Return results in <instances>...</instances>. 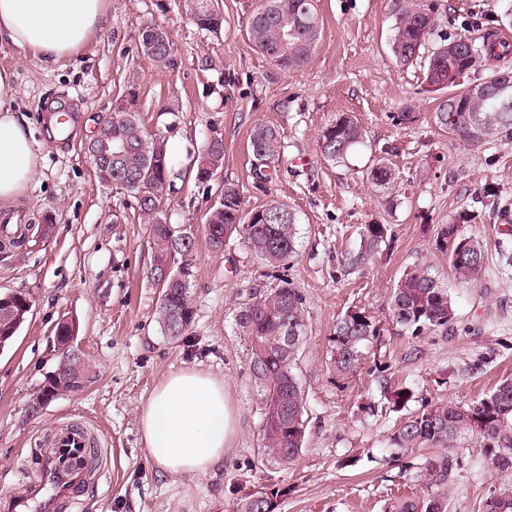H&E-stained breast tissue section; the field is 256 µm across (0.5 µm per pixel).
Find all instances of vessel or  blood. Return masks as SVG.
<instances>
[{
  "instance_id": "obj_1",
  "label": "vessel or blood",
  "mask_w": 512,
  "mask_h": 512,
  "mask_svg": "<svg viewBox=\"0 0 512 512\" xmlns=\"http://www.w3.org/2000/svg\"><path fill=\"white\" fill-rule=\"evenodd\" d=\"M93 444L83 426L58 424L51 447L32 461L33 476L0 494V512H75L83 491L97 478L84 465Z\"/></svg>"
}]
</instances>
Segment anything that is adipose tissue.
Wrapping results in <instances>:
<instances>
[{
	"instance_id": "obj_1",
	"label": "adipose tissue",
	"mask_w": 512,
	"mask_h": 512,
	"mask_svg": "<svg viewBox=\"0 0 512 512\" xmlns=\"http://www.w3.org/2000/svg\"><path fill=\"white\" fill-rule=\"evenodd\" d=\"M109 0H0V42L44 63L75 53L107 23ZM15 75L0 70V207L28 188L39 153L17 106ZM144 446L157 467L173 475H204L224 459L236 416L224 381L194 370L170 372L139 416Z\"/></svg>"
}]
</instances>
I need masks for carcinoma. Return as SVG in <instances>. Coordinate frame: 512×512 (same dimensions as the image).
Instances as JSON below:
<instances>
[{"label": "carcinoma", "instance_id": "1", "mask_svg": "<svg viewBox=\"0 0 512 512\" xmlns=\"http://www.w3.org/2000/svg\"><path fill=\"white\" fill-rule=\"evenodd\" d=\"M198 28L214 31L224 18L214 0H185ZM395 24L390 41L396 63L409 65L435 34L438 24L433 4L426 0H394ZM156 31L151 42H138V52L167 67L175 66L167 31ZM322 32L317 0H264L248 22V39L283 72L299 71L310 63ZM462 52H448L450 39L443 38L427 56L425 80L437 69L455 73L446 86L448 95L435 108V124L455 139L472 144L489 139H512V84L498 82L497 74L512 67V44L491 30L481 37H459ZM485 61H494L492 72L483 79L485 92L473 96L469 88H460L457 79ZM365 132L348 113H342L325 126L319 137L323 157L343 163L364 143ZM137 112L118 108L112 113V140H127L133 149L112 158V185L136 195L140 211L150 220L155 244L154 260L192 255L195 241L177 238L170 225L157 222V210L167 183L169 156L152 162V142ZM250 148L265 167L280 158L283 149L279 130L264 123L255 124L250 133ZM200 158L222 168L224 143L207 141ZM374 185L390 189L396 176L388 164L378 160L366 170ZM473 217L464 213L440 226L436 246L447 258L457 279L476 284L486 273L485 247L481 236L467 233L463 225ZM299 218L288 205L273 200L266 206L243 213L238 188L224 184V204L206 213L207 243L217 250L219 236H237L248 252L274 266L297 252ZM387 224H364L361 249L348 257L347 264L357 267L370 261L387 242ZM161 290L157 322L161 334L169 339L185 335L194 323L190 278ZM387 308L392 326L412 336L446 333L454 329L456 310L448 285L425 264L407 268L391 290ZM30 310H13L0 315V348L11 342L26 321ZM235 325L250 352L251 379L260 392L263 405L262 433L264 459L279 467H288L301 456L306 441L308 410L305 394L297 376L298 353L306 337L305 300L288 281L262 293H255L241 304ZM383 336V325L373 316L350 310L336 320L329 336L330 371L338 378L353 376L361 365L362 347ZM383 391L392 407L401 411L415 398L413 389L390 388ZM473 438L492 468L512 472V379L502 380L489 395L471 402L448 400L427 405L403 418L390 436L396 458L410 456L419 448L435 453L420 463L408 462L420 490L411 495L386 500L383 512H448L445 490L462 468V459L454 452L461 440ZM283 491L270 487L249 492L237 500L233 512H276ZM483 512H512V485L496 487L485 498Z\"/></svg>", "mask_w": 512, "mask_h": 512}]
</instances>
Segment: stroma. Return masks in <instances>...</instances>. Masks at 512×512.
Wrapping results in <instances>:
<instances>
[{
    "label": "stroma",
    "mask_w": 512,
    "mask_h": 512,
    "mask_svg": "<svg viewBox=\"0 0 512 512\" xmlns=\"http://www.w3.org/2000/svg\"><path fill=\"white\" fill-rule=\"evenodd\" d=\"M431 2L439 33L492 28L512 36V0ZM218 3L224 24L209 32L189 19L183 0H111L106 27L56 64L0 43V68L16 75L20 109L40 150L38 173L17 204L34 228L25 245L0 249V292L35 299L18 336L0 351V491L30 476L56 423L77 419L98 426L107 452L80 512H232L242 495L271 486L284 491L277 512H381L386 499L414 490L410 473L391 459L389 437L401 414L381 380L412 388L413 412L426 402L481 398L512 379V266L503 263L504 252L512 253V221L493 214L485 198L493 189L512 200V140L464 144L435 124L442 92L430 91L422 64L391 58V0H318L316 52L308 67L288 74L248 40L260 0ZM149 24L167 30L175 68L138 54V31ZM129 101L150 133L176 147L161 206L196 241L195 319L176 340L162 336L156 319L153 243L138 201L99 183L84 151L99 118ZM54 108L74 120L69 139L46 123ZM398 112L417 120L396 124ZM342 113L357 119L367 144L337 165L323 158L318 141ZM258 122L278 128L285 142L266 180L249 144ZM213 137L224 141L222 181L237 185L244 211L277 199L298 213V250L287 263L262 264L235 238L220 252L206 244L202 225L219 183H199L188 172ZM374 159L395 170V189L367 180ZM465 210L477 215L466 232L486 244L487 272L475 286L455 280L435 246L440 225ZM374 223L390 225L387 249L348 267L344 256L359 249L361 226ZM420 262L448 284L453 332L384 334L364 346L354 378H334L328 337L336 320L357 308L388 321L391 288ZM283 280L305 299L298 376L308 407L306 447L285 470L262 455L261 396L234 326L240 303ZM63 320L78 326L72 347L88 360L92 379L29 413L60 359L55 328ZM181 369L223 378L236 414L223 462L204 476L163 472L140 433L139 415L155 387ZM458 454L463 466L447 487L448 512H482L490 489L512 483V473L489 468L478 443Z\"/></svg>",
    "instance_id": "obj_1"
}]
</instances>
